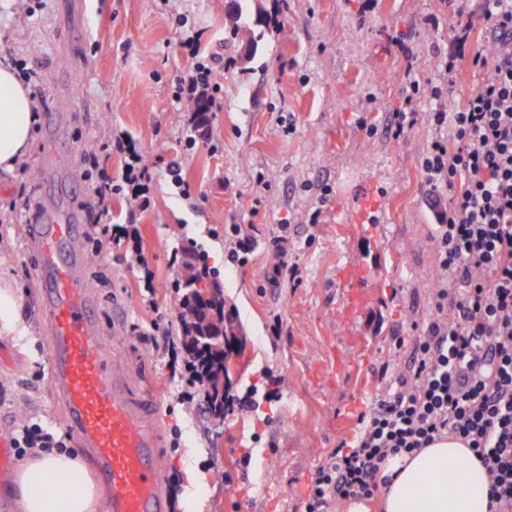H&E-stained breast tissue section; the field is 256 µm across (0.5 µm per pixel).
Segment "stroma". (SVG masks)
<instances>
[{
  "instance_id": "obj_1",
  "label": "stroma",
  "mask_w": 512,
  "mask_h": 512,
  "mask_svg": "<svg viewBox=\"0 0 512 512\" xmlns=\"http://www.w3.org/2000/svg\"><path fill=\"white\" fill-rule=\"evenodd\" d=\"M257 18L258 49L247 60L237 26ZM458 30L448 0H241L236 9L231 0H84L72 27L60 0H0V60L35 70L43 91L32 148L42 149L44 119L56 112L54 148L64 158L51 178L36 164L0 171V289L17 290L28 329L0 332L10 354L0 364V437L28 423L67 433L50 397L45 322L24 245L29 193L59 201L73 181L88 201L98 173L91 151L121 132L149 163L151 205L133 213L113 195L112 219L137 225L154 296L145 299L119 252L95 251L89 240L86 267L120 373L132 389L158 395L167 512H186L177 498L192 473L204 477L197 512H301L315 468L356 439L359 414L406 367L409 351L395 349L396 337L415 335L432 313L441 279L434 226L455 192H432L420 161L448 136L433 113L458 111L483 78L467 62L440 71ZM194 31L221 90L211 142L189 150L195 106L175 102L173 81L189 68L181 42ZM396 35L411 58L396 51ZM413 80L420 92L411 98ZM436 83L446 86L442 96L430 93ZM404 107L415 122L392 137ZM173 160L187 192L170 181ZM316 208L318 223H307ZM281 236L298 280L270 276ZM239 239L244 265L228 259ZM192 240L216 271L205 288L223 293L237 328L224 383L238 396L259 394L256 408L221 420L179 401L185 380L167 350L181 334L180 284L194 260L173 266L169 255ZM350 273L362 282L355 301Z\"/></svg>"
}]
</instances>
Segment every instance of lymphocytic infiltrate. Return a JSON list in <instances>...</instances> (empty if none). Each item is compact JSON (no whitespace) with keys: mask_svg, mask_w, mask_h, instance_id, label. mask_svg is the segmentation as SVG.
Masks as SVG:
<instances>
[{"mask_svg":"<svg viewBox=\"0 0 512 512\" xmlns=\"http://www.w3.org/2000/svg\"><path fill=\"white\" fill-rule=\"evenodd\" d=\"M478 2L492 53L467 51L464 31L439 66L452 73L467 58L486 76L458 111L434 113L435 124L448 126L449 138L433 141L421 162L430 189L457 190L434 236L443 272L433 291L435 316L409 342L410 367L360 415L352 446L334 450L314 471L306 512H331L340 501L373 498L392 482L383 472L388 458L449 437L485 466L489 512H512V0ZM183 45L193 65L177 77L173 95L199 106L185 141L191 148L210 138L205 111L215 106L219 86L201 56L198 35ZM101 149L125 155L120 180L104 173L94 188L101 239L121 250L129 265L142 268L144 288L152 290L153 273L136 227L110 223L108 208L113 193L124 191L133 207L146 209L149 167L123 138Z\"/></svg>","mask_w":512,"mask_h":512,"instance_id":"1","label":"lymphocytic infiltrate"}]
</instances>
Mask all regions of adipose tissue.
Masks as SVG:
<instances>
[{
  "label": "adipose tissue",
  "instance_id": "1",
  "mask_svg": "<svg viewBox=\"0 0 512 512\" xmlns=\"http://www.w3.org/2000/svg\"><path fill=\"white\" fill-rule=\"evenodd\" d=\"M34 121L29 91L0 66V168L29 150ZM394 475L381 496L384 512H488V476L470 449L447 439L388 462ZM19 512H97L102 488L80 458L33 453L16 472Z\"/></svg>",
  "mask_w": 512,
  "mask_h": 512
}]
</instances>
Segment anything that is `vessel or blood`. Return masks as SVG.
I'll list each match as a JSON object with an SVG mask.
<instances>
[{
	"instance_id": "b4317fda",
	"label": "vessel or blood",
	"mask_w": 512,
	"mask_h": 512,
	"mask_svg": "<svg viewBox=\"0 0 512 512\" xmlns=\"http://www.w3.org/2000/svg\"><path fill=\"white\" fill-rule=\"evenodd\" d=\"M42 297L49 383L71 437L109 487L110 512H165L157 414L127 388L104 345L89 287L78 204L36 200L23 227Z\"/></svg>"
}]
</instances>
